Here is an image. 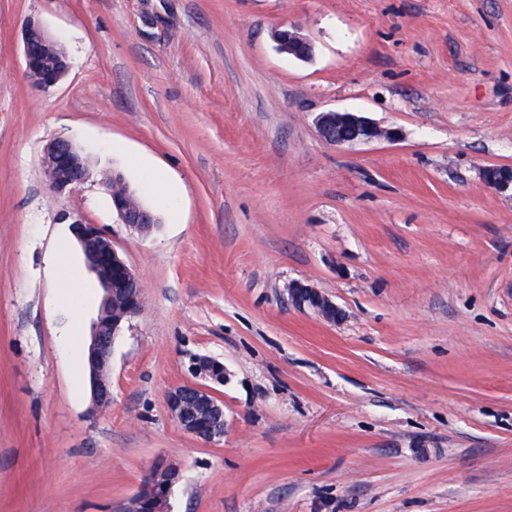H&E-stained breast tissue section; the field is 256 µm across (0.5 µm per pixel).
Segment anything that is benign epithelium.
<instances>
[{
  "mask_svg": "<svg viewBox=\"0 0 512 512\" xmlns=\"http://www.w3.org/2000/svg\"><path fill=\"white\" fill-rule=\"evenodd\" d=\"M277 36L288 39L289 54L302 58L310 55L311 42L298 30H280ZM21 56L28 81L40 90L55 87L70 70V59L64 47L36 21L28 22L23 29ZM340 128L349 131L344 139L336 138L335 131ZM317 130L326 143L336 147L357 142H395L401 138L399 129L383 128L353 112H323L317 118ZM42 165L49 186L55 193L66 194L89 182L95 183L109 197L112 210L121 223L130 230L147 234L158 223L156 214L143 206L125 185L121 173L112 171L95 179L89 159L72 140L60 136L48 141L43 149ZM483 181L496 193L512 192V166L485 168ZM70 229L81 245L90 272L96 275L102 289L100 312L91 327L88 363L92 402L96 407L103 408L112 401V346L122 323L120 318L113 322L108 320L112 316V299L121 292L131 291V305L125 312V316L130 318L141 311L143 289L137 287L140 282L138 274L120 257L112 245V237L106 231L79 219L70 223ZM288 295L296 307L310 308L326 322L334 323L342 316L341 308L312 284L294 281L288 285ZM191 372L201 382L170 389L166 397L168 411L191 436L205 442L220 439L224 437L226 426L224 416L218 417L216 425L203 429L193 412V406L202 405L203 398L213 395L207 382H217L221 378L219 370L211 368L206 371L194 364ZM180 479L181 473L177 467L158 464L126 502L123 512H144L143 504L146 501L163 492H170Z\"/></svg>",
  "mask_w": 512,
  "mask_h": 512,
  "instance_id": "1",
  "label": "benign epithelium"
}]
</instances>
